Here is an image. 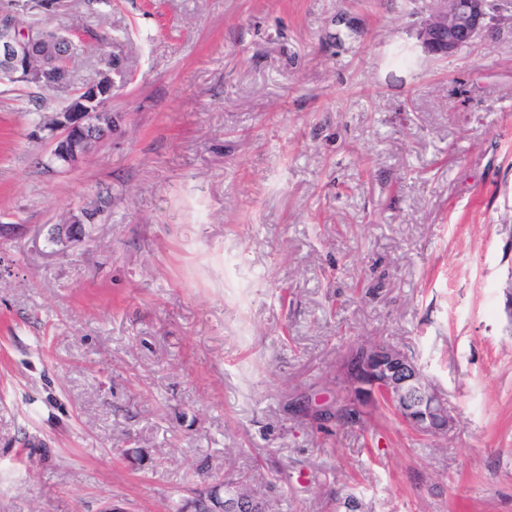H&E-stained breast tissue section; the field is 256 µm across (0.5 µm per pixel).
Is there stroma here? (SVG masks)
I'll return each mask as SVG.
<instances>
[{
  "mask_svg": "<svg viewBox=\"0 0 512 512\" xmlns=\"http://www.w3.org/2000/svg\"><path fill=\"white\" fill-rule=\"evenodd\" d=\"M429 55V0H68L126 82L77 168L63 92L0 85V512H512V0ZM79 244L49 242L97 195ZM417 360L456 426L322 418L347 345ZM183 512H269L266 502L253 495L247 485L224 488L218 483H206L187 499Z\"/></svg>",
  "mask_w": 512,
  "mask_h": 512,
  "instance_id": "stroma-1",
  "label": "stroma"
}]
</instances>
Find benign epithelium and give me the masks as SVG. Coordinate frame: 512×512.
Listing matches in <instances>:
<instances>
[{
    "instance_id": "7a95c632",
    "label": "benign epithelium",
    "mask_w": 512,
    "mask_h": 512,
    "mask_svg": "<svg viewBox=\"0 0 512 512\" xmlns=\"http://www.w3.org/2000/svg\"><path fill=\"white\" fill-rule=\"evenodd\" d=\"M490 0H430L431 12L422 23L420 37L425 50L449 58L496 29L489 11ZM69 40L50 36L47 29L23 26L12 11L0 12V76L17 83L42 85L50 73L63 68ZM112 82L89 85L76 91L67 106L42 126L48 131L50 155L65 168L77 167L100 143L112 138L117 114L109 107ZM98 218L83 208L67 224L54 225V242L68 247L81 240L79 229ZM352 400L358 411L381 404L408 428L423 435H445L456 426L448 402L422 367L393 346L365 343L345 369ZM182 512H269L266 502L248 486L226 488L206 483L186 500Z\"/></svg>"
}]
</instances>
